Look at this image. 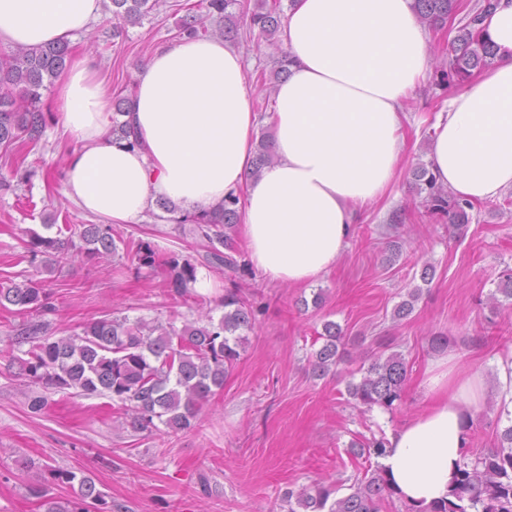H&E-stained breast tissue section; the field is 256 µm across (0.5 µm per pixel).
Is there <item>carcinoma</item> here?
<instances>
[{
  "mask_svg": "<svg viewBox=\"0 0 512 512\" xmlns=\"http://www.w3.org/2000/svg\"><path fill=\"white\" fill-rule=\"evenodd\" d=\"M208 14L224 19V40H234L244 22L243 0H205ZM114 28L135 24L154 7L150 0H111ZM493 6V0H475L468 9L467 21L448 43V69L440 70L438 85L470 77L474 71L493 66L496 55L493 46L481 37L477 24ZM461 8L459 0H413V10L419 23L428 28L443 25ZM249 28H257L267 39L280 30L284 18L280 0H257L250 12ZM208 33L196 16L186 14L180 20L177 37H197ZM69 55L66 43H48L37 47L16 46L0 56V146L9 149L17 142L32 147L42 139L48 125V115L42 109L43 90L51 85L65 67ZM130 96L114 103L112 136L135 145L134 131L118 116L129 110ZM276 158L274 140L261 135L255 154V171L273 163ZM417 192L426 193L423 204L432 214L448 217L452 224L469 222L471 201L458 198L437 184L425 166L416 168ZM240 196L230 194L218 212L182 214L175 218L180 224H192L194 235L204 242L209 260L222 262L236 270L241 264L229 233L237 223ZM25 248L30 263L39 264L43 272L51 273L75 254L106 260L116 253L117 246L109 224H81L70 230L62 240L40 235H28ZM227 252H222V249ZM155 250L148 243H139L134 251L141 266L155 264ZM166 287L174 295L184 297L195 280V264L190 259L171 257L166 261ZM420 294L416 288L407 293L393 310V318L409 316ZM46 280L28 278L21 283L0 284V306L15 307L22 318L19 335L29 344L24 356L17 358L20 374L35 384L49 389H74L82 394L112 397L126 415V425L134 433L151 432L164 426L177 434L195 427L209 397L224 389V380L241 357L247 342L246 333L256 321L255 310L236 291L224 294V314L214 320L204 315V322H186L182 327L169 322L150 324L142 319L104 317L81 326V331L55 337L48 333L37 317L47 308ZM493 304L512 305V270L503 274L492 296ZM323 345L312 354V376L321 378L336 368L342 360L339 344L341 327L334 321L323 323ZM362 377L348 385L349 396L358 404L377 406L391 411L401 402L408 364L405 357L393 352L377 357L368 367L360 368ZM55 480L78 485L75 499L61 505L48 496L41 484L29 487L30 495L43 500L45 512H112L103 491L88 476L71 471L52 472ZM334 484L317 482L294 492L285 493L288 512H380L381 505L394 492L379 470L368 478L358 479L351 492L337 496ZM452 499L417 508L405 506V512H512V425L498 436V445L488 450L478 461L462 464L454 478Z\"/></svg>",
  "mask_w": 512,
  "mask_h": 512,
  "instance_id": "1",
  "label": "carcinoma"
}]
</instances>
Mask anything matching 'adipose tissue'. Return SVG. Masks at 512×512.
Segmentation results:
<instances>
[{"label": "adipose tissue", "instance_id": "adipose-tissue-1", "mask_svg": "<svg viewBox=\"0 0 512 512\" xmlns=\"http://www.w3.org/2000/svg\"><path fill=\"white\" fill-rule=\"evenodd\" d=\"M411 3L293 0L283 21L289 75L268 116L276 159L254 178L256 116L242 59L224 40L185 38L154 53L123 116L137 134L132 147L113 139L111 94L80 56L57 80L62 134L75 143L66 198L85 214L136 224L160 198L197 213L243 193L252 264L272 283L314 282L400 167L402 103L430 67ZM101 9L102 0H0V44L73 39ZM480 28L497 62L449 98L429 146L438 183L473 202L512 190V0H496ZM494 366L489 382L455 353L432 360L429 405L389 431L379 457L396 497L418 507L448 499L482 403L494 397L512 416V354Z\"/></svg>", "mask_w": 512, "mask_h": 512}]
</instances>
